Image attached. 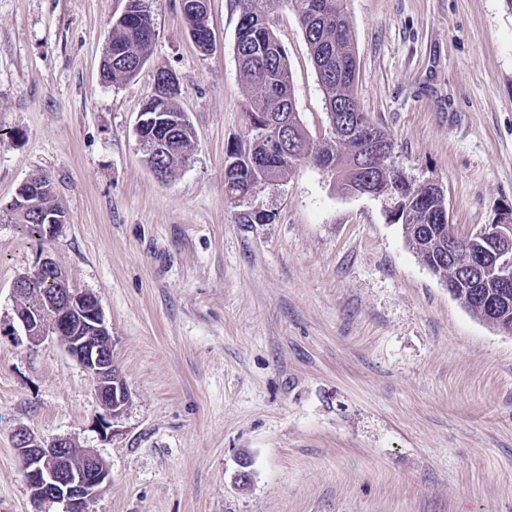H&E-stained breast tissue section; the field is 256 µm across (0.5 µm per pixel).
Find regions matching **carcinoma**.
I'll return each mask as SVG.
<instances>
[{"mask_svg": "<svg viewBox=\"0 0 512 512\" xmlns=\"http://www.w3.org/2000/svg\"><path fill=\"white\" fill-rule=\"evenodd\" d=\"M286 2L301 24L318 80L323 90L327 112L335 117L365 118L354 94L358 79L357 59L351 36L348 0H272ZM236 58L238 76L244 86L250 108L247 110L249 142L227 151L224 162L226 193L236 207L241 208L242 224H270L275 214L254 215L245 208L246 198L255 194L261 184L274 185L286 177L300 161L310 159L317 166L335 165L336 179L342 187L353 191L371 178L381 189L401 190L400 209L395 222L401 224L409 244L434 273L452 278L461 275L462 303L477 318L491 324L512 325V288L506 290V299L496 312L486 303L500 289L474 269H464L470 263V247L460 246L453 261H448V205L446 197L434 194L423 184L407 182L405 173L390 162L394 143L387 132L388 154L373 156L366 167L358 165L351 152L352 141L335 134L325 137L314 149L308 132L296 112L288 56L256 0H237ZM189 32L200 38L210 31L209 13L194 8L185 14ZM156 37L150 0H128L123 14L112 27V36L106 47L103 63L104 77L110 80H131L136 77L150 57ZM179 82L165 84L150 97L142 111L155 114L153 124L142 133L144 161L153 170L169 178L188 161V149L194 137V128L177 105ZM273 122L286 124L285 133L293 141L290 151L282 152L270 144L265 129ZM29 201L32 206L24 213L17 201L6 210L0 209V220L23 224L29 233L44 239L40 216L54 213L57 223H67L65 211L54 202L51 180L45 175L30 178ZM15 286L21 289L23 303L36 298L42 302L40 312L51 317V299L57 289L68 287L61 271L45 267L36 274L19 278Z\"/></svg>", "mask_w": 512, "mask_h": 512, "instance_id": "1", "label": "carcinoma"}]
</instances>
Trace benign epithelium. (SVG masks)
Returning <instances> with one entry per match:
<instances>
[{"label": "benign epithelium", "instance_id": "benign-epithelium-1", "mask_svg": "<svg viewBox=\"0 0 512 512\" xmlns=\"http://www.w3.org/2000/svg\"><path fill=\"white\" fill-rule=\"evenodd\" d=\"M351 130L363 142L360 159L381 148L366 123L354 126L329 121V131ZM483 244L472 255V265L491 274L505 288L512 287V213L500 216L494 224L475 229ZM58 312L49 321L31 313L28 306L16 309L17 323L30 345L36 346L54 336L69 356L93 379L105 416L100 433L106 434L110 421L120 417L128 405L127 385L112 359V335L105 322L97 296L67 288L57 292ZM15 449L23 463V474L32 498L39 503L58 504L61 512H90V504L111 474L107 463L91 448L83 449L79 462L72 461V442L58 437L41 443L20 433Z\"/></svg>", "mask_w": 512, "mask_h": 512}]
</instances>
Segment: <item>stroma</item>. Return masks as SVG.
I'll return each instance as SVG.
<instances>
[{"instance_id":"35a3bbf8","label":"stroma","mask_w":512,"mask_h":512,"mask_svg":"<svg viewBox=\"0 0 512 512\" xmlns=\"http://www.w3.org/2000/svg\"><path fill=\"white\" fill-rule=\"evenodd\" d=\"M127 0H0V207L51 179L67 224L0 221V512L33 500L14 448L67 437L111 470L91 512H512V335L474 317L394 223L309 162L258 188L243 224L224 160L246 144L236 0H211L201 52L181 0L129 81L100 62ZM313 143L325 98L295 13L264 5ZM355 93L413 183L460 232L512 209V9L505 0H348ZM195 131L158 180L135 124L159 70ZM50 257L95 294L130 402L109 436L96 387L57 340L30 346L15 281ZM250 479L240 482L241 468Z\"/></svg>"}]
</instances>
